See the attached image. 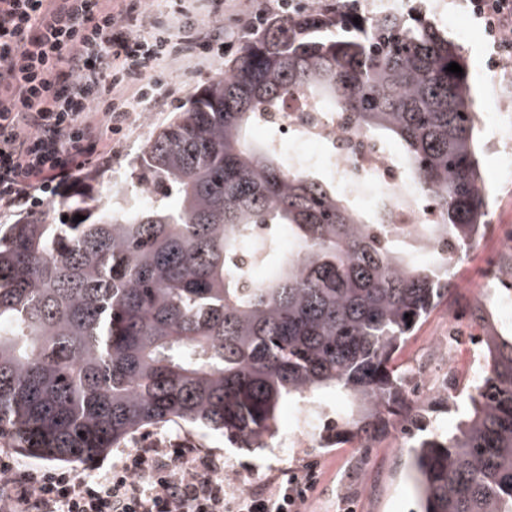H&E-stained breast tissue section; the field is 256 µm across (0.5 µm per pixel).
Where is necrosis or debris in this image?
Instances as JSON below:
<instances>
[{
	"instance_id": "necrosis-or-debris-1",
	"label": "necrosis or debris",
	"mask_w": 512,
	"mask_h": 512,
	"mask_svg": "<svg viewBox=\"0 0 512 512\" xmlns=\"http://www.w3.org/2000/svg\"><path fill=\"white\" fill-rule=\"evenodd\" d=\"M306 115L304 99L296 97L267 121L288 145L287 166L325 168L347 195L363 199L412 192L404 168L394 163L392 153L376 138L333 111L325 112L321 124L311 130L304 122Z\"/></svg>"
}]
</instances>
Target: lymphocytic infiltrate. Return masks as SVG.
I'll use <instances>...</instances> for the list:
<instances>
[{"instance_id":"1","label":"lymphocytic infiltrate","mask_w":512,"mask_h":512,"mask_svg":"<svg viewBox=\"0 0 512 512\" xmlns=\"http://www.w3.org/2000/svg\"><path fill=\"white\" fill-rule=\"evenodd\" d=\"M490 39L491 67L512 58V0H468ZM142 0H0V214L40 206L76 172L107 159L133 101L167 95L169 61L218 55L231 40L180 35L155 25L141 34ZM315 472L268 493L228 498L224 466L162 443L124 456L94 477L16 472L0 459V512H299Z\"/></svg>"}]
</instances>
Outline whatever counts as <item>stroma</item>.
Returning <instances> with one entry per match:
<instances>
[{"mask_svg": "<svg viewBox=\"0 0 512 512\" xmlns=\"http://www.w3.org/2000/svg\"><path fill=\"white\" fill-rule=\"evenodd\" d=\"M396 7L448 31L464 46L470 82L481 112H489L495 99L512 101V61L496 69L489 68L491 48L479 21L471 19L463 30L452 23L455 16H468L465 0H358L357 12L372 18ZM224 62V56L220 55L201 63L172 64L169 69L172 93L165 107H156L148 101L138 104L124 133L114 140L109 159L98 162V169L108 168L113 175H123L129 162L173 113L201 86L223 75ZM480 146L482 175L492 193L488 216L491 229L476 247L451 263L448 301L438 306L407 340L395 361L400 371L416 375L429 362L433 343L439 337L454 336L449 363L440 372L456 385V409H447L438 394L416 400L417 408L422 409L432 427L443 431L454 430L465 413L470 371L482 358L481 351L474 347L482 330L470 322L468 310L475 304H486L492 322L503 330L512 329V323L502 315L504 305L512 304V290L495 289L490 278L500 260L506 234L512 231V179L503 180L498 173L500 156L512 152V111L506 116L500 136L493 140L489 135H482ZM300 414V406L294 402L284 404L281 409L279 431L293 438L285 448L278 444L256 450L234 448L219 433L170 424L144 431L129 439L125 446L111 449L105 461L119 460L159 439L170 448L181 443L211 455L223 462L227 471L257 473V481L250 486L254 492L274 490L290 476L316 470L318 483L301 512H410L414 502L413 484L408 476L410 436L393 429L366 446L352 440L325 448L319 437H307L304 429L299 428Z\"/></svg>", "mask_w": 512, "mask_h": 512, "instance_id": "1", "label": "stroma"}]
</instances>
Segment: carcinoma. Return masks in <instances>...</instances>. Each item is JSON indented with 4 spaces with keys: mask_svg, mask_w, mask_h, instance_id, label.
I'll return each instance as SVG.
<instances>
[{
    "mask_svg": "<svg viewBox=\"0 0 512 512\" xmlns=\"http://www.w3.org/2000/svg\"><path fill=\"white\" fill-rule=\"evenodd\" d=\"M354 17L269 19L124 176L89 173L68 220L0 223V444L81 463L181 422L266 448L283 401L323 390L347 408L330 437L426 426L394 361L448 299V262L490 228L475 98L463 48L434 24ZM294 96L401 146L436 222L395 230L412 198L362 211L328 175L287 168L275 133L249 142ZM470 318L485 363L456 431L411 448L413 512H512V335L482 304Z\"/></svg>",
    "mask_w": 512,
    "mask_h": 512,
    "instance_id": "1",
    "label": "carcinoma"
}]
</instances>
